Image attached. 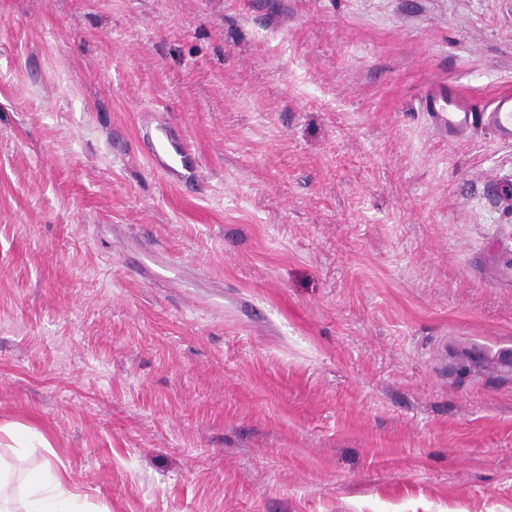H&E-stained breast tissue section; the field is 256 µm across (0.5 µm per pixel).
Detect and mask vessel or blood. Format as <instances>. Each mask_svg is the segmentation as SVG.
Returning a JSON list of instances; mask_svg holds the SVG:
<instances>
[{"mask_svg": "<svg viewBox=\"0 0 512 512\" xmlns=\"http://www.w3.org/2000/svg\"><path fill=\"white\" fill-rule=\"evenodd\" d=\"M422 108L453 133L466 128L478 110L473 101L457 90L442 86L426 91ZM490 112L499 135L512 139V94L497 95L490 105ZM142 141L152 162L168 178L182 182L196 179V157L173 126L160 123L146 129Z\"/></svg>", "mask_w": 512, "mask_h": 512, "instance_id": "b4317fda", "label": "vessel or blood"}]
</instances>
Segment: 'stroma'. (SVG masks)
Segmentation results:
<instances>
[{
    "mask_svg": "<svg viewBox=\"0 0 512 512\" xmlns=\"http://www.w3.org/2000/svg\"><path fill=\"white\" fill-rule=\"evenodd\" d=\"M507 92L512 0H0L23 474L110 512H512ZM423 112H428L440 125H448V132L466 128L481 112L477 105L450 87L434 86L422 98ZM485 112H491V119L499 135L512 139V94L497 95ZM142 141L152 162L168 178L182 182L196 179V157L173 126L160 123L147 128Z\"/></svg>",
    "mask_w": 512,
    "mask_h": 512,
    "instance_id": "obj_1",
    "label": "stroma"
}]
</instances>
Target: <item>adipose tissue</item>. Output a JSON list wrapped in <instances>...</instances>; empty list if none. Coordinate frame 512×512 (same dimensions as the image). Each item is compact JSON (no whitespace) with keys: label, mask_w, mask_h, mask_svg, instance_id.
Segmentation results:
<instances>
[{"label":"adipose tissue","mask_w":512,"mask_h":512,"mask_svg":"<svg viewBox=\"0 0 512 512\" xmlns=\"http://www.w3.org/2000/svg\"><path fill=\"white\" fill-rule=\"evenodd\" d=\"M0 512H89V503L66 469L50 464L33 480L16 485L9 499H0Z\"/></svg>","instance_id":"1"}]
</instances>
